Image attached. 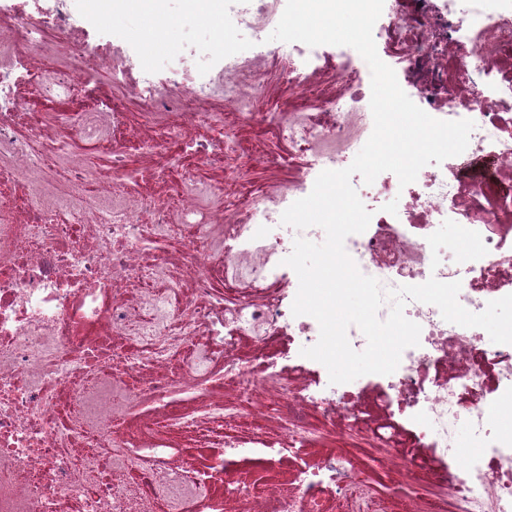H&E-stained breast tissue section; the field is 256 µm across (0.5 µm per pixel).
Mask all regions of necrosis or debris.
Segmentation results:
<instances>
[{"label": "necrosis or debris", "mask_w": 512, "mask_h": 512, "mask_svg": "<svg viewBox=\"0 0 512 512\" xmlns=\"http://www.w3.org/2000/svg\"><path fill=\"white\" fill-rule=\"evenodd\" d=\"M93 2L0 0V512H512V344L411 300L392 374L301 354L284 260L325 232L281 216L370 137L364 59L271 40L286 0H157L147 62L129 0ZM374 34L417 106L475 127L407 186L353 175L345 249L482 312L512 294V0H384Z\"/></svg>", "instance_id": "1"}]
</instances>
